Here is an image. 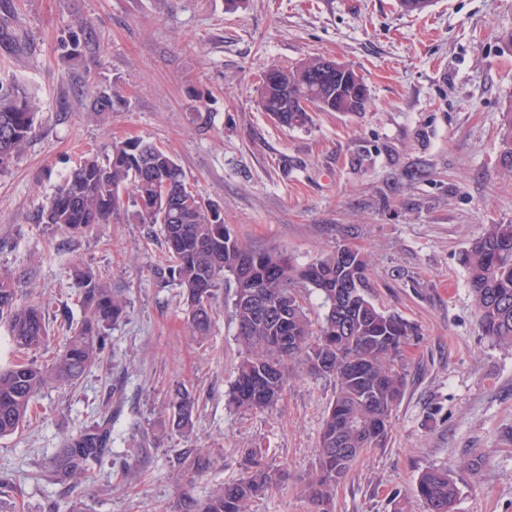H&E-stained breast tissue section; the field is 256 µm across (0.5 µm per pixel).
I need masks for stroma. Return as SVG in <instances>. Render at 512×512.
<instances>
[{"mask_svg": "<svg viewBox=\"0 0 512 512\" xmlns=\"http://www.w3.org/2000/svg\"><path fill=\"white\" fill-rule=\"evenodd\" d=\"M91 34L79 59L60 44ZM325 57L351 65L365 112H316L305 128L257 105L263 73ZM38 104L37 134L0 170V271L19 276L56 330L31 355L47 365L80 318L76 269L127 300L99 363L71 387H46L30 426L0 438V512H172L238 479L246 451L285 479L252 512H311L304 489L336 386L300 363L264 411L228 407L242 348L219 297L211 332L191 336L178 288L158 270L156 227L118 219L70 237L37 212L66 174L116 141L167 150L188 187L218 202L248 247L305 264L349 244L370 260L367 295L418 328L402 352L405 394L387 443L367 449L332 512H424L419 475L447 466L455 512H512V347L482 335L461 262L491 224L512 222V174L498 163L512 106V0H0V81ZM120 88L124 104L89 110ZM182 384L197 399L192 433L171 431L162 403ZM112 422L90 480L56 481L67 436ZM204 469L179 479L193 459Z\"/></svg>", "mask_w": 512, "mask_h": 512, "instance_id": "stroma-1", "label": "stroma"}]
</instances>
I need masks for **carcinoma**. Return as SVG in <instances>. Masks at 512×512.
I'll return each mask as SVG.
<instances>
[{"instance_id":"1","label":"carcinoma","mask_w":512,"mask_h":512,"mask_svg":"<svg viewBox=\"0 0 512 512\" xmlns=\"http://www.w3.org/2000/svg\"><path fill=\"white\" fill-rule=\"evenodd\" d=\"M88 25L79 26L63 44L68 57L81 56ZM320 58L288 69L286 82L268 83L263 74L258 105L275 121L302 128L308 112H290L288 103L304 93L331 108L362 112L369 95L349 89L336 96V86L321 81ZM123 100L117 90L91 100L90 111L111 112ZM504 134L499 165L512 172V106L502 113ZM37 112L24 85L0 82V169L18 157L36 136ZM130 190L134 211L124 209L121 191ZM158 224L166 244L168 264L161 275L182 288L189 333L202 340L211 331L215 300L224 287L233 289V319L242 357L228 404L236 409L274 407L288 386V364L304 362L310 373L336 381V395L325 417L315 475L306 493L316 512H329L336 486L366 448L382 446L388 438L391 415L403 397L406 378L398 360L416 328L401 316L377 307L367 296L369 261L349 244H340L314 261L298 265L288 255L250 249L224 223L221 210L187 188L185 174L172 155L142 140L112 145V158L101 163L86 158L58 185L37 213L74 237L119 218ZM477 319L484 335L512 345V224H491L463 254ZM21 281L0 273V324L7 327L14 350L41 349L50 335L45 307L22 298ZM319 293L324 317L314 325L308 316L302 288ZM84 316L78 322L63 317L67 343L45 368L20 361L0 368V437L12 435L28 422V412L50 383L73 385L100 361L108 330L124 318L126 301L106 281L91 272L77 277ZM271 303L282 314L261 317L250 300ZM292 336L295 350L284 352L280 340ZM328 362L321 369L318 363ZM197 399L186 387L171 390L165 410L175 432L193 430ZM109 420L67 437L57 455L56 471L70 479L82 475L111 448ZM258 452L246 457L245 474L214 488L203 500L185 498L178 512H252V503L273 490L283 474L262 464ZM416 493L426 512H453L457 489L445 467L423 471Z\"/></svg>"}]
</instances>
